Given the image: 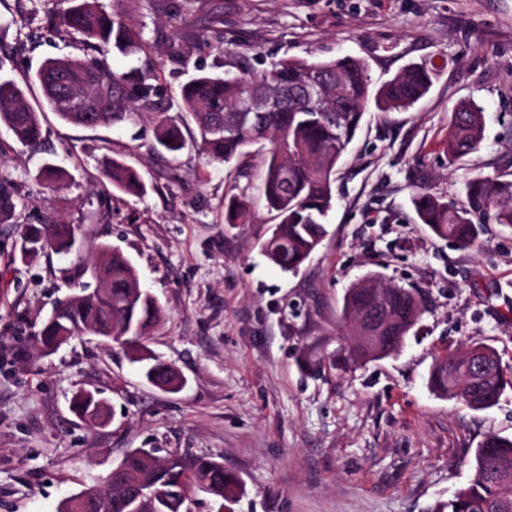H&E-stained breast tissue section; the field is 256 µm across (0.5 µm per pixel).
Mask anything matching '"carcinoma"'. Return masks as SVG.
<instances>
[{
	"label": "carcinoma",
	"instance_id": "cac0c4a2",
	"mask_svg": "<svg viewBox=\"0 0 512 512\" xmlns=\"http://www.w3.org/2000/svg\"><path fill=\"white\" fill-rule=\"evenodd\" d=\"M67 7L50 22L85 47L82 57L63 56L46 60L36 73L48 107L65 123L98 127L122 121L135 104L151 103L157 95L153 75L147 69L114 72L107 64L111 52L122 55L147 53L136 26L123 13L106 10L99 0H61ZM112 84V101L100 103L98 111L59 110L54 103L70 89L94 91L91 79ZM315 83L318 93L309 97L305 86ZM432 84V72L424 66H408L376 93L377 106L384 110L406 109L420 100ZM277 95L274 112L233 111L244 97L264 99ZM371 95L370 78L364 64L351 56L331 60L282 58L257 77L247 65L235 78L201 73L180 92L182 110L197 127L194 145L209 164L236 166L254 144L269 145L260 189L276 224L261 244L266 258L288 272L297 271L318 249L325 235V220L333 207V177L336 165L360 128ZM346 111H335L336 103ZM0 125L25 144L42 139L39 113L27 101L21 87L12 81L0 82ZM483 134L482 108L474 102L457 107L448 124V163L475 151ZM157 142L170 153L185 146L178 125L158 121ZM102 177L112 187L131 195L146 191L142 177L121 160L106 158ZM24 201L15 197L6 167L0 163V224H8ZM421 223L439 238L465 249L479 246L477 212L494 211L500 224L512 225V180L477 175L466 183V205L458 207L439 201L427 192L413 198ZM252 213L247 201L231 197L224 204V223L247 224ZM75 229L69 224H27L20 230L19 251L32 255L42 251L63 253L70 248ZM94 266L105 275L106 289L98 301H73L67 306V323L47 319L34 339L45 349L60 347V337L87 334L92 327L105 338L112 337L130 347L148 335L162 320L163 309L150 292L133 299L132 284L137 271L118 248L101 243L96 248ZM424 313L421 298L395 283L370 276L347 289L343 297L340 329L359 336L373 326L393 336L407 337ZM378 359L373 351L354 340L344 347L336 366L349 367ZM428 383L439 396L454 399L472 410L496 406L512 391V371L503 369L497 352L479 343L463 344L434 357ZM96 407L92 394L78 393L73 408L81 416ZM123 478L155 492L154 512H174L169 491L179 482L188 490L209 493L237 485L236 477L214 459L170 454L164 464L149 467L140 449L121 460ZM106 506L98 512H134V505L121 491L120 481L105 487ZM435 512H512V438L487 436L476 450L469 483Z\"/></svg>",
	"mask_w": 512,
	"mask_h": 512
}]
</instances>
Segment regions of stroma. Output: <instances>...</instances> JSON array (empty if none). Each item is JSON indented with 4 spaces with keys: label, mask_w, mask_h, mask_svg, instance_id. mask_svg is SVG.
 <instances>
[{
    "label": "stroma",
    "mask_w": 512,
    "mask_h": 512,
    "mask_svg": "<svg viewBox=\"0 0 512 512\" xmlns=\"http://www.w3.org/2000/svg\"><path fill=\"white\" fill-rule=\"evenodd\" d=\"M103 2L151 48L110 54V66L149 67L162 105L83 127L61 122L31 81L46 59L83 53L48 23L58 0H0V79L23 88L43 129L31 147L0 125V156L27 201L0 224V512H58L135 448L210 456L236 476L231 500L192 492V512H432L468 484L486 436L512 437V391L474 411L428 387L434 355L466 341L512 368V227L486 218L481 248L464 250L421 224L412 199L425 190L460 205L469 178L512 179V0ZM341 56L362 60L376 87L410 64L429 68L432 86L404 111L367 105L336 168L328 234L285 272L261 252L275 223L259 191L266 149L236 168L205 164L180 89L201 69L244 62L258 76L284 57ZM470 100L484 110L483 142L452 165L448 119ZM161 109L187 143L174 157L156 140ZM107 155L139 172L144 195L102 180ZM47 163L65 172L62 189L44 188ZM231 195L252 201L253 223L225 224ZM48 222L76 226L73 252L21 258L19 226ZM101 242L162 304L142 345L180 372V391L152 386L112 341L77 336L47 356L29 341ZM369 274L415 290L426 311L398 355L339 369L342 298ZM81 390L106 401L105 425L73 411Z\"/></svg>",
    "instance_id": "35a3bbf8"
}]
</instances>
